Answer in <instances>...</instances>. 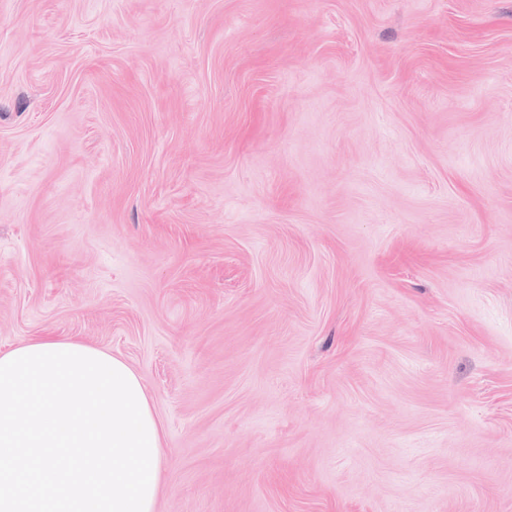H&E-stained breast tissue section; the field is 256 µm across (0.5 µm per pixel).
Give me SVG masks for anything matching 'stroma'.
Returning <instances> with one entry per match:
<instances>
[{
    "label": "stroma",
    "instance_id": "1",
    "mask_svg": "<svg viewBox=\"0 0 512 512\" xmlns=\"http://www.w3.org/2000/svg\"><path fill=\"white\" fill-rule=\"evenodd\" d=\"M76 338L155 512H512V0H0V351ZM52 343H65V344H69L70 343V344L77 345V346H83V347L91 348L92 350L94 349V350L100 351V353L103 352V353L111 356V358L113 357V359H116L119 362H121L122 364H124L123 366H127L131 370L130 372H132L134 374V377H136V379L138 380V384H140V386H141V388L143 390L142 392L144 393V397L146 398L145 400L147 401L148 410H149L148 413L150 414V418L152 419V422L154 423L155 440H156V446H157V449H158V454H157V456H158V464H157V468H156V480H155V487H154L155 489H154V495L152 496V503H151L150 509L148 511V512H155V505H156L157 496H158L159 487H160V477H161V472H162V468H163V464H164V451H163V448H164V433H163V427H162L161 421L157 418V416L153 412V409H152V406L150 404V400H149V397L147 395L145 386H144V384L142 382V379L123 360L113 356L109 352H106L104 350L98 349V348H96L94 346H91V345L85 343L84 341H81V340H78V339H58V338H52V337L41 338V339H38V340H35V341H31L28 344L18 346V347L14 348V349L6 352V353L0 354V359H3L2 357L6 356L7 354H9L10 352H12V351H14L16 349H20V348H24V347H28V346H33V345H39V344L43 345V344H52Z\"/></svg>",
    "mask_w": 512,
    "mask_h": 512
}]
</instances>
